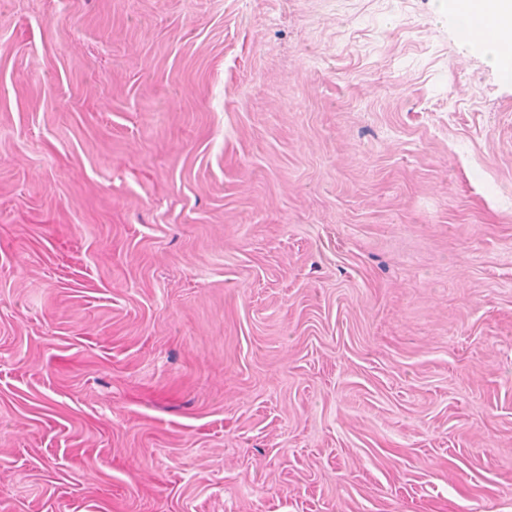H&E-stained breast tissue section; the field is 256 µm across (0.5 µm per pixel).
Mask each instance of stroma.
<instances>
[{
    "mask_svg": "<svg viewBox=\"0 0 512 512\" xmlns=\"http://www.w3.org/2000/svg\"><path fill=\"white\" fill-rule=\"evenodd\" d=\"M0 512H512L450 0H0Z\"/></svg>",
    "mask_w": 512,
    "mask_h": 512,
    "instance_id": "1",
    "label": "stroma"
}]
</instances>
